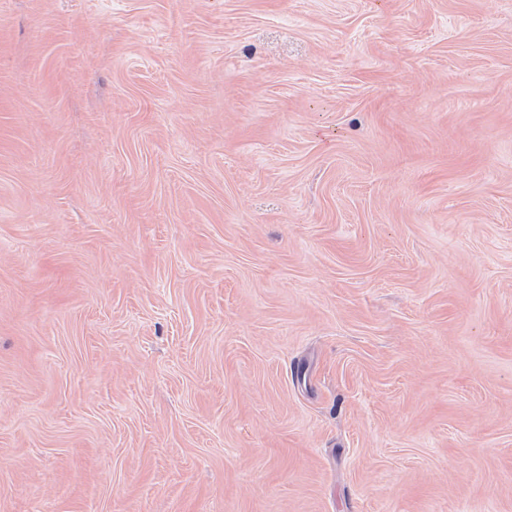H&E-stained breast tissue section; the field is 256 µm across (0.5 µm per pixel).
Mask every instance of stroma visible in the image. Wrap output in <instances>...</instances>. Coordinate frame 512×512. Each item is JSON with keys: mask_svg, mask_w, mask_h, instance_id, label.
Wrapping results in <instances>:
<instances>
[{"mask_svg": "<svg viewBox=\"0 0 512 512\" xmlns=\"http://www.w3.org/2000/svg\"><path fill=\"white\" fill-rule=\"evenodd\" d=\"M0 512H512V0H0Z\"/></svg>", "mask_w": 512, "mask_h": 512, "instance_id": "1", "label": "stroma"}]
</instances>
